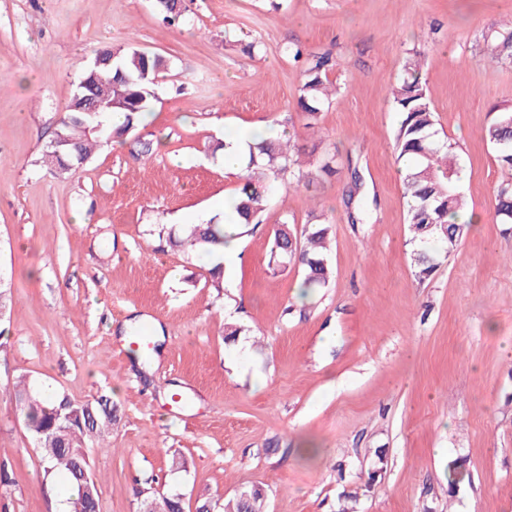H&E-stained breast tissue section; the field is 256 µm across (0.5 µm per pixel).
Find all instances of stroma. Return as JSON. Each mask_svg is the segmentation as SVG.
Instances as JSON below:
<instances>
[{"mask_svg":"<svg viewBox=\"0 0 512 512\" xmlns=\"http://www.w3.org/2000/svg\"><path fill=\"white\" fill-rule=\"evenodd\" d=\"M185 6L169 26L155 0H0V512H57L67 492L11 398L22 376L116 409L106 447L88 449L99 512L173 495L195 512L198 498L252 486L267 512H512V227L493 217L501 170L483 134L495 108H512V59L487 54L491 33L512 27V0ZM291 44L338 62L339 93L311 131ZM106 46L165 59L156 97L137 134L55 175L43 148ZM414 55L468 208L484 215L425 279L389 92ZM258 129L296 135L315 180L275 182L218 284L157 227L204 223L212 199L236 194L239 176L212 150ZM147 135L162 147L134 160ZM332 151L337 174L317 178ZM355 172L359 224L346 207ZM323 222L331 278L302 301L300 270L273 261L272 235ZM228 322L245 328L233 343ZM143 324L161 329L147 355L129 344ZM455 462L468 476L452 493Z\"/></svg>","mask_w":512,"mask_h":512,"instance_id":"35a3bbf8","label":"stroma"}]
</instances>
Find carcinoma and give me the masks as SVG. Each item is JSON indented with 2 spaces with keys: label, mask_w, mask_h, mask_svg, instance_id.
Returning <instances> with one entry per match:
<instances>
[{
  "label": "carcinoma",
  "mask_w": 512,
  "mask_h": 512,
  "mask_svg": "<svg viewBox=\"0 0 512 512\" xmlns=\"http://www.w3.org/2000/svg\"><path fill=\"white\" fill-rule=\"evenodd\" d=\"M512 49V29L492 37L490 51L500 57ZM114 60L96 69V76L80 95L88 101H105L100 116L82 111L81 100L72 98L59 133L68 141L60 152L44 150V158L58 175L89 158L93 148L107 144L114 137L136 131L142 123L149 103L155 97V74L166 68L165 60L156 54H142L134 48L112 50ZM305 81L300 89L299 105L305 127H314L320 107L332 101L327 74L338 66L330 55L306 59ZM392 101L401 121L395 133L397 160L407 201V223L415 245L411 257L419 278L430 276L437 266L431 244L443 252L453 251L462 241L466 225L450 221L466 209L464 196L457 185L459 171L455 167L448 139L435 129V115L426 93L418 59H406L402 74L392 88ZM124 114L119 126H112L109 115ZM484 137L492 146L498 165L508 171L494 195L493 212L499 224H512V110L499 109L495 119L485 128ZM300 147L279 139L252 138L249 159L242 173L244 184L231 198L227 210L244 226L256 223L262 202L273 183L285 172L299 165ZM330 225L296 232L283 224L276 229L271 243V257L283 266L296 263L301 267V286L309 290L324 288L329 279L328 239ZM159 236L188 254H208L212 247L224 243V226L211 220L206 224H185L175 231L160 228ZM17 411L28 421L38 447L45 451L48 470L63 473L75 488L70 512H97L99 490L89 472L86 441L104 443L116 421L111 401L78 403L64 395L48 394L20 378L13 387ZM247 496L237 495L224 505V512H264L263 489L253 486ZM152 507L143 512H181L178 500L152 499Z\"/></svg>",
  "instance_id": "obj_1"
}]
</instances>
